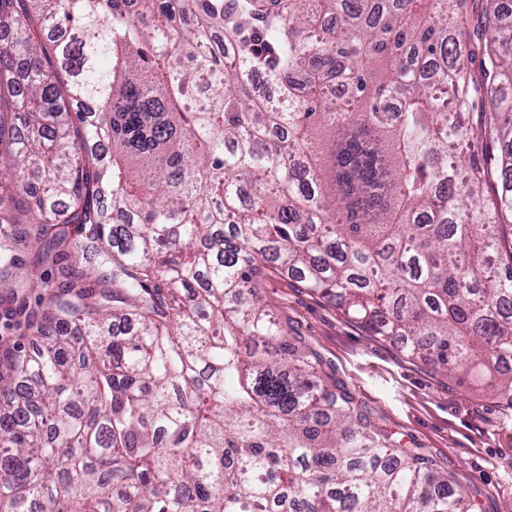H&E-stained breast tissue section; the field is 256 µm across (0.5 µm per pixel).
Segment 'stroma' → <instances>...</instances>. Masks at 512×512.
Returning a JSON list of instances; mask_svg holds the SVG:
<instances>
[{
    "instance_id": "1",
    "label": "stroma",
    "mask_w": 512,
    "mask_h": 512,
    "mask_svg": "<svg viewBox=\"0 0 512 512\" xmlns=\"http://www.w3.org/2000/svg\"><path fill=\"white\" fill-rule=\"evenodd\" d=\"M259 291L383 428L466 488L474 512H512V405L493 384L408 357L277 268L263 271Z\"/></svg>"
}]
</instances>
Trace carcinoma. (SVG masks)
<instances>
[{
    "label": "carcinoma",
    "mask_w": 512,
    "mask_h": 512,
    "mask_svg": "<svg viewBox=\"0 0 512 512\" xmlns=\"http://www.w3.org/2000/svg\"><path fill=\"white\" fill-rule=\"evenodd\" d=\"M128 2L0 0V512H473L257 283L512 399L506 0Z\"/></svg>",
    "instance_id": "carcinoma-1"
}]
</instances>
